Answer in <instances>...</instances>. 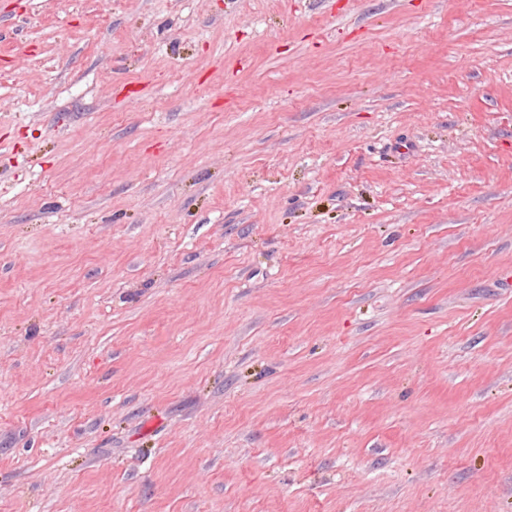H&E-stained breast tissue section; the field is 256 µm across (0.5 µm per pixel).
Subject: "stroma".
Returning <instances> with one entry per match:
<instances>
[{"mask_svg":"<svg viewBox=\"0 0 512 512\" xmlns=\"http://www.w3.org/2000/svg\"><path fill=\"white\" fill-rule=\"evenodd\" d=\"M0 512H512V0H0Z\"/></svg>","mask_w":512,"mask_h":512,"instance_id":"1","label":"stroma"}]
</instances>
